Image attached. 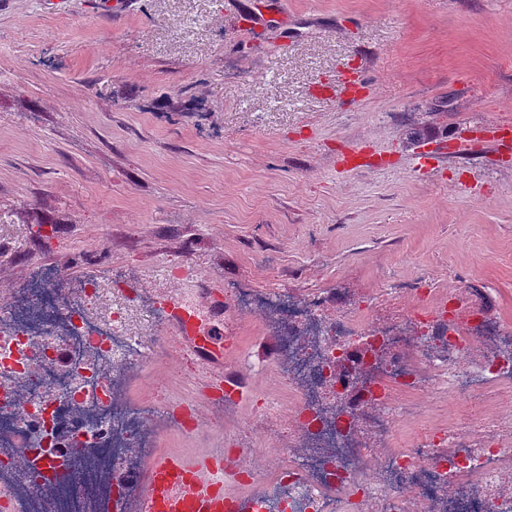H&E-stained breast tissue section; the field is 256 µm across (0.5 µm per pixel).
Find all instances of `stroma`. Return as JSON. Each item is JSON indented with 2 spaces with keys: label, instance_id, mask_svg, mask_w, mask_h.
<instances>
[{
  "label": "stroma",
  "instance_id": "stroma-1",
  "mask_svg": "<svg viewBox=\"0 0 512 512\" xmlns=\"http://www.w3.org/2000/svg\"><path fill=\"white\" fill-rule=\"evenodd\" d=\"M267 3L256 27L252 0H0V289L128 282L154 351L135 402L196 395L153 314L166 291L192 303L244 389L223 431L158 430L187 456L276 389L279 340L231 291L317 294L331 317L373 295L386 319L474 281L512 325V147L483 141L512 122V0Z\"/></svg>",
  "mask_w": 512,
  "mask_h": 512
}]
</instances>
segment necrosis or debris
I'll return each mask as SVG.
<instances>
[{
	"label": "necrosis or debris",
	"mask_w": 512,
	"mask_h": 512,
	"mask_svg": "<svg viewBox=\"0 0 512 512\" xmlns=\"http://www.w3.org/2000/svg\"><path fill=\"white\" fill-rule=\"evenodd\" d=\"M45 277L0 294V512H118L154 446L151 404L127 397L132 364L152 357L126 331L138 299L116 308L98 277L66 292ZM473 294L387 323L370 298L328 319L317 295L231 293L240 315L265 307L282 342L279 393L224 454L241 486H260L256 512H512L511 413L450 418L410 451L386 442L391 423L424 416V391L489 403L512 387V326L474 312ZM281 437L276 467L255 469L258 440Z\"/></svg>",
	"instance_id": "obj_1"
}]
</instances>
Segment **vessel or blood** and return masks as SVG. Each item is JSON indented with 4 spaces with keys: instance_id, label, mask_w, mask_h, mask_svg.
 <instances>
[{
    "instance_id": "obj_1",
    "label": "vessel or blood",
    "mask_w": 512,
    "mask_h": 512,
    "mask_svg": "<svg viewBox=\"0 0 512 512\" xmlns=\"http://www.w3.org/2000/svg\"><path fill=\"white\" fill-rule=\"evenodd\" d=\"M167 329L180 349L193 351L207 364L203 382L224 381V354L210 331L199 323L192 306L170 296L165 300ZM224 451L213 448L190 460L179 454L153 456L142 490L124 512H224Z\"/></svg>"
}]
</instances>
